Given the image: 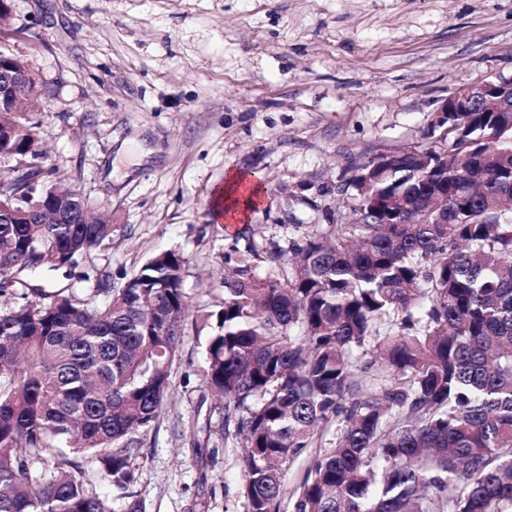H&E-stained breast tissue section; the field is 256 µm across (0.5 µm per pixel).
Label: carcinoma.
<instances>
[{"mask_svg": "<svg viewBox=\"0 0 512 512\" xmlns=\"http://www.w3.org/2000/svg\"><path fill=\"white\" fill-rule=\"evenodd\" d=\"M5 119L17 134L0 159L23 171L0 200L41 202L44 182L87 205L45 166L30 118ZM446 148L400 155L380 178L362 166L352 216L293 225L289 259L273 242L224 258L204 384L222 398V436L242 438L246 512H281L303 454L293 512H512V112L448 115ZM444 201L440 224L431 208ZM111 239L110 224L0 218V512H111L58 449L126 489L168 400L179 253L116 289L27 281L41 268L87 281L77 269ZM306 468V460L305 458L298 459L290 469L287 470L284 477V502L283 509L284 512H292V500L291 496L295 490V488L301 482L304 471Z\"/></svg>", "mask_w": 512, "mask_h": 512, "instance_id": "obj_1", "label": "carcinoma"}]
</instances>
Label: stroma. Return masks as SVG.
<instances>
[{"label":"stroma","mask_w":512,"mask_h":512,"mask_svg":"<svg viewBox=\"0 0 512 512\" xmlns=\"http://www.w3.org/2000/svg\"><path fill=\"white\" fill-rule=\"evenodd\" d=\"M0 50L33 62L45 163L77 186L112 240L86 270L112 287L155 253L183 258L188 304L171 397L143 435L128 490L80 463L112 512H244L238 441L203 383L224 257L287 247L344 211L354 169L424 148L459 87L512 78V0H12ZM154 153L119 161L125 140ZM259 175L262 202L220 221L214 190Z\"/></svg>","instance_id":"obj_1"}]
</instances>
